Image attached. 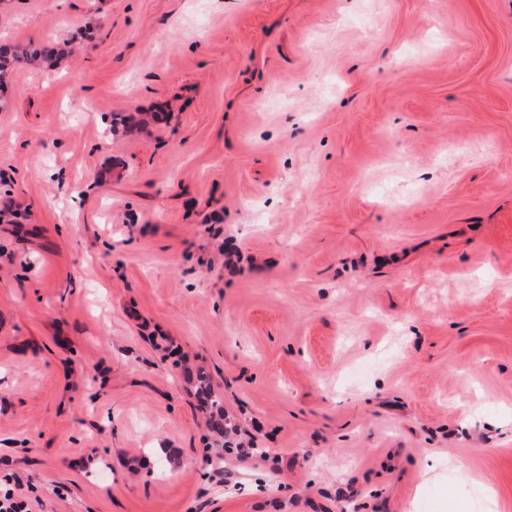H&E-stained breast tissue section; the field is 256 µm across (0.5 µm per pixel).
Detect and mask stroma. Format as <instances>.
<instances>
[{"instance_id":"stroma-1","label":"stroma","mask_w":512,"mask_h":512,"mask_svg":"<svg viewBox=\"0 0 512 512\" xmlns=\"http://www.w3.org/2000/svg\"><path fill=\"white\" fill-rule=\"evenodd\" d=\"M3 40L77 51L0 111V490L512 512V0H0ZM231 432L238 436L236 439L237 443L235 444V448H224V450L233 451L235 449L237 453L240 454L242 460L249 459L253 456L252 452L249 450H256V454H259L261 458L267 461L270 460L274 465L278 464L279 458L277 456L271 457L269 451L264 448H254L256 444L255 437L250 431L231 426Z\"/></svg>"}]
</instances>
